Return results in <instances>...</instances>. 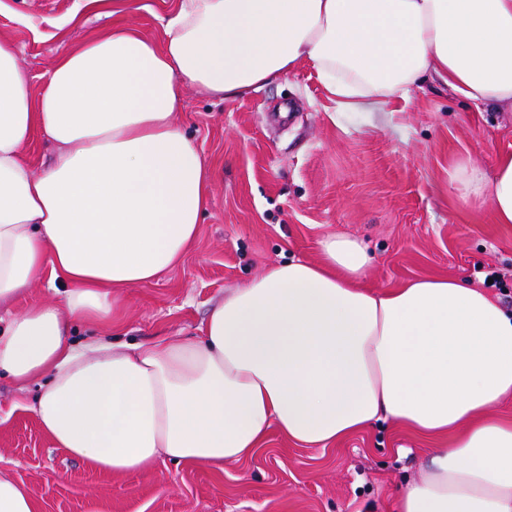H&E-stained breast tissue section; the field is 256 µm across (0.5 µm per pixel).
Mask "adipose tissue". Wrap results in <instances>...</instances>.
<instances>
[{
    "label": "adipose tissue",
    "mask_w": 512,
    "mask_h": 512,
    "mask_svg": "<svg viewBox=\"0 0 512 512\" xmlns=\"http://www.w3.org/2000/svg\"><path fill=\"white\" fill-rule=\"evenodd\" d=\"M311 64L335 115L380 112L431 78L512 107V0H178L159 40L118 23L33 87L0 37V373L38 382L31 410L75 459L114 474L159 461L249 457L270 429L326 446L382 420L437 436L398 512H512V313L459 278L376 292L359 239L268 268L226 294L199 336L69 342L112 317V294L157 279L192 247L211 168L175 118L183 92L234 98ZM55 146L35 171L36 135ZM512 224V154L492 179L458 167ZM52 302L10 308L38 283Z\"/></svg>",
    "instance_id": "ef3b65f1"
}]
</instances>
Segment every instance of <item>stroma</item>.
Here are the masks:
<instances>
[{"mask_svg": "<svg viewBox=\"0 0 512 512\" xmlns=\"http://www.w3.org/2000/svg\"><path fill=\"white\" fill-rule=\"evenodd\" d=\"M177 0H118L122 20L159 38ZM75 0H0V35L15 43L34 86L70 46L110 29L105 12L71 20ZM330 102L307 64L247 95L219 101L187 90L176 115L213 168L206 212L182 263L126 290L112 337L126 343L197 335L225 292L270 265L319 257L331 234L360 238L375 291L429 277L483 285L512 309V224L485 198L461 201L457 167L491 173L512 152V110L476 107L440 83L390 113L331 121ZM37 385L0 377V474L22 483L34 512H397L444 439L386 420L323 448L270 430L252 456L223 465L174 464L105 474L56 447L30 410Z\"/></svg>", "mask_w": 512, "mask_h": 512, "instance_id": "stroma-1", "label": "stroma"}]
</instances>
